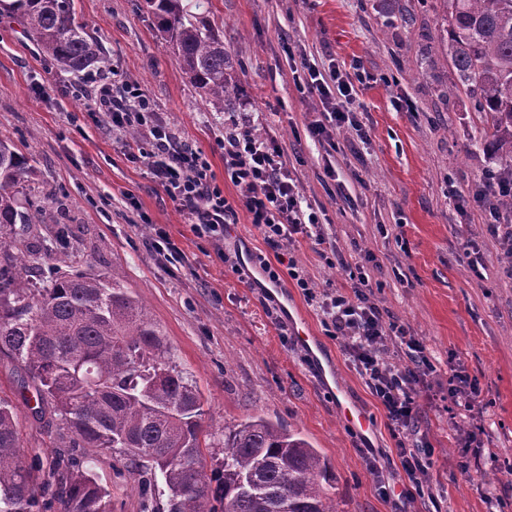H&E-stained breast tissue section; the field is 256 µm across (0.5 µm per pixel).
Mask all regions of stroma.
Segmentation results:
<instances>
[{"label":"stroma","mask_w":512,"mask_h":512,"mask_svg":"<svg viewBox=\"0 0 512 512\" xmlns=\"http://www.w3.org/2000/svg\"><path fill=\"white\" fill-rule=\"evenodd\" d=\"M74 7L118 77L136 80L159 118L205 152L227 198L237 190L224 173L225 126L246 117L285 145L339 256L375 257L374 299L423 343L433 365L418 388L415 421L431 451L433 495L409 504L411 483L386 410L295 281L265 289L258 267L238 272L222 263L147 168L125 159L121 135L91 119L81 96L87 76L61 71L16 20L0 18V139L33 159L30 197L47 206L36 234L68 226L61 272L119 273L146 305L204 402L207 467L224 458L225 425L262 416L320 450L342 512H512V264L479 213L461 211L448 193L468 189L496 163L480 146L484 125L470 97L448 91L441 0H209L202 11L223 31L240 81L223 112L203 108L141 0H74ZM305 59L357 69L365 137H339L331 153L309 136L313 103L294 83ZM398 97L415 111L396 110ZM329 164L335 177L325 174ZM159 229L184 251L182 267L160 264L151 247ZM240 249L269 252L243 212L224 236L225 254ZM294 256L316 288L350 291L309 240H299ZM292 311L334 362L348 401L371 420L367 437L346 425L319 365L296 343ZM458 372L479 391L468 409L448 405V379ZM26 381L0 354V398L15 408L22 452L44 460L59 429L32 417ZM92 472L110 490L112 512H142L137 482L111 455H99Z\"/></svg>","instance_id":"1"}]
</instances>
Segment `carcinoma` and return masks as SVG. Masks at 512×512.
Masks as SVG:
<instances>
[{"mask_svg": "<svg viewBox=\"0 0 512 512\" xmlns=\"http://www.w3.org/2000/svg\"><path fill=\"white\" fill-rule=\"evenodd\" d=\"M144 2L208 110H226L239 85L223 37L185 0ZM443 3L452 89L473 100L487 124L484 148L512 172V0ZM2 14L67 73L109 66L74 0H0ZM32 172V159L0 140V352L24 367L33 417L58 420L73 437L47 463L26 460L14 407L0 399V512H112L90 471L101 453L140 476L146 501L162 477L168 512H343L327 459L261 416L224 425V461L206 469L203 402L145 305L119 274H61L59 249L29 242L33 225L46 223L28 199ZM38 259L49 263L47 280Z\"/></svg>", "mask_w": 512, "mask_h": 512, "instance_id": "obj_1", "label": "carcinoma"}]
</instances>
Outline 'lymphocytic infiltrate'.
<instances>
[{
    "label": "lymphocytic infiltrate",
    "instance_id": "obj_1",
    "mask_svg": "<svg viewBox=\"0 0 512 512\" xmlns=\"http://www.w3.org/2000/svg\"><path fill=\"white\" fill-rule=\"evenodd\" d=\"M296 88L317 102L319 117L308 125L313 139L332 146L347 130H360L358 95L341 70L324 72L314 64L302 63ZM91 111L101 123L125 134L128 161L147 167L155 183L185 217L190 232L214 250H222L224 226L231 217L241 210L248 214L274 253L273 260H260L261 270L275 284L284 274L295 280L321 313L329 335L343 340L355 370L400 434V465L414 485L407 500L423 495L428 466L410 429L416 418V386L423 368L430 365L425 348L409 339L404 327L385 320L368 291L371 276L362 264H355L349 273L355 285L348 293L316 291L311 281L301 276L293 257L298 237L307 238L322 252L330 248L331 242L303 194L300 177L288 164L282 143L247 123H235L225 130L224 170L239 190L237 198L230 200L213 183L203 150L158 122L137 82L122 80L116 91L101 85L95 91ZM511 193L510 180L482 181L465 202L482 208L493 233L511 239L512 217L492 205L495 197ZM398 342L406 347L409 367H397L389 360V347Z\"/></svg>",
    "mask_w": 512,
    "mask_h": 512
}]
</instances>
